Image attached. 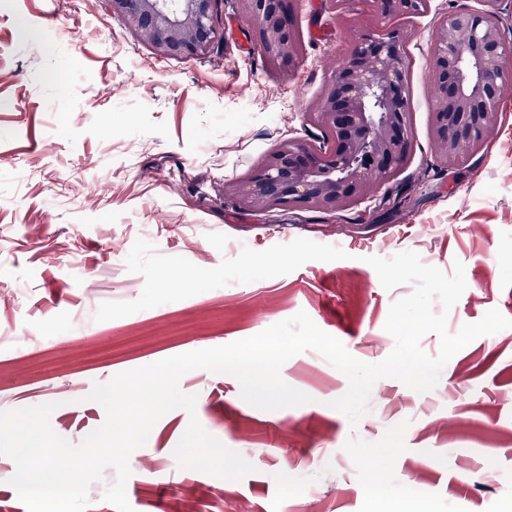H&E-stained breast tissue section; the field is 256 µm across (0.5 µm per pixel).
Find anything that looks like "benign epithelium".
<instances>
[{
    "label": "benign epithelium",
    "mask_w": 512,
    "mask_h": 512,
    "mask_svg": "<svg viewBox=\"0 0 512 512\" xmlns=\"http://www.w3.org/2000/svg\"><path fill=\"white\" fill-rule=\"evenodd\" d=\"M112 15L134 22L139 41L161 57L208 54L217 39V0H109ZM264 51L301 61L293 33V0H241ZM383 17L427 11L429 0H362ZM480 11H448L434 31L431 133L442 165L478 150L497 126L501 94L512 71L501 67L512 44L498 23L499 0ZM409 61L399 32L360 34L306 119L330 136L328 148L288 138L225 193L257 212L310 208L336 212L373 197L407 161L412 131L407 112Z\"/></svg>",
    "instance_id": "7a95c632"
}]
</instances>
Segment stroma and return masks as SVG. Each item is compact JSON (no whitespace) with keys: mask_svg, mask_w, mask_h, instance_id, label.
Here are the masks:
<instances>
[{"mask_svg":"<svg viewBox=\"0 0 512 512\" xmlns=\"http://www.w3.org/2000/svg\"><path fill=\"white\" fill-rule=\"evenodd\" d=\"M313 2L296 0L302 62L272 64L239 0H218L220 36L203 58L157 56L108 0H0V411L55 404L52 429L80 443L105 420L89 399L95 384L252 337L301 310L355 358L380 362L395 346L389 307L412 287L385 290L370 256L412 250L448 274L461 261L467 288L449 333L493 309L512 319V86L482 148L418 180L434 162L438 16L481 0H431L427 13L402 19L377 18L361 0ZM378 25L405 31V165L337 213H260L226 196L225 184L283 139L321 143L304 115L353 34ZM140 238L203 268L297 238L347 257L96 321L100 304L141 294L142 276L125 265ZM280 375L311 403L261 410L231 375L184 374L179 387L196 395L195 410L167 412L132 453L133 512H359L364 492L345 444L377 441L403 422L400 483L466 512H512V328L458 351L428 392L378 380L355 426L330 406L348 380L319 352L293 356ZM193 418L254 472L232 481L173 464Z\"/></svg>","mask_w":512,"mask_h":512,"instance_id":"1","label":"stroma"}]
</instances>
